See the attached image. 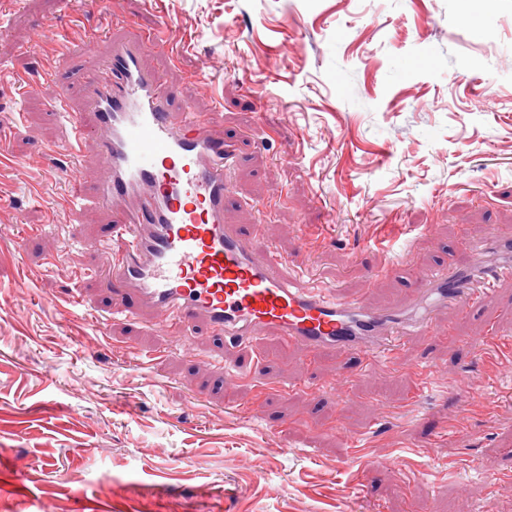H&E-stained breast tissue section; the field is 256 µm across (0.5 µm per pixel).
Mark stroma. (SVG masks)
<instances>
[{"mask_svg": "<svg viewBox=\"0 0 512 512\" xmlns=\"http://www.w3.org/2000/svg\"><path fill=\"white\" fill-rule=\"evenodd\" d=\"M112 12L145 31L168 26L177 56L153 52L146 65L179 100L257 141L231 176L232 220L253 223V200L271 201L263 241L303 250L304 280L380 306L406 284L369 275L405 241L425 266L447 251L463 259V242L512 234V0H112ZM48 26L67 31L84 67L108 52L97 11L77 17L62 0H0V64L31 67ZM55 91L0 85V129L12 130L9 147L33 177L59 138L46 109ZM6 188L0 448L27 470L20 482L0 470V512H209L216 500L220 512H419L426 503L433 512H512V392L491 387L483 319L457 323L454 341L411 337L405 367L315 395L304 382L332 379L335 359L311 365L299 349L262 340L248 351V375L216 392L221 367L204 338L188 362L146 313L111 322L103 336L65 324L53 298L101 255L47 223L23 182ZM30 225L41 231L26 237L32 281L21 289L10 250ZM75 286L87 303L106 305L101 279ZM130 346L157 352L164 386L125 356ZM426 354L465 371L481 405L416 396L411 368ZM253 403L254 419L235 416ZM427 436L434 447L408 459L409 443ZM283 439L290 454L279 451Z\"/></svg>", "mask_w": 512, "mask_h": 512, "instance_id": "obj_1", "label": "stroma"}]
</instances>
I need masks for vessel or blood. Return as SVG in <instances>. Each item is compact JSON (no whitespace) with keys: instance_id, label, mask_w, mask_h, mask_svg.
<instances>
[{"instance_id":"vessel-or-blood-1","label":"vessel or blood","mask_w":512,"mask_h":512,"mask_svg":"<svg viewBox=\"0 0 512 512\" xmlns=\"http://www.w3.org/2000/svg\"><path fill=\"white\" fill-rule=\"evenodd\" d=\"M109 54L94 69L80 70L77 83L62 80L77 52L60 32L47 29L40 78L56 83L47 109L59 121L60 142L70 164L47 163L27 191L46 202L51 223L63 222L74 240L82 238L88 209L115 217L104 239L95 241L105 263L106 312L92 313L71 292L56 308L67 324L94 323L149 310L156 330L182 339L191 358L192 339L203 336L216 358L240 352L225 367L221 385L245 374L243 352L264 338L302 348L307 361L336 359V379L344 383L385 364L398 363L411 336L439 340L452 335L440 324L443 309L456 316H481L499 322L493 306L503 282L512 281V237H491L472 245L467 263L439 260L427 266L406 263L397 251L387 276L407 282L400 301L371 306L365 296H350L325 282L300 285L290 271L295 257L260 249L262 224H233L236 204L229 187L234 169L245 162L249 144L214 125L209 113L177 106L161 75L147 71V50H162V32L144 34L128 23L111 25ZM82 92L85 111L72 109ZM11 130L0 129V176L22 175L24 161L8 147ZM94 143L105 176L87 191L77 173L87 143ZM65 183L48 196L54 183ZM487 363L506 372L512 361V335L493 333L485 341ZM420 391L438 388L441 378L429 358L414 367Z\"/></svg>"}]
</instances>
